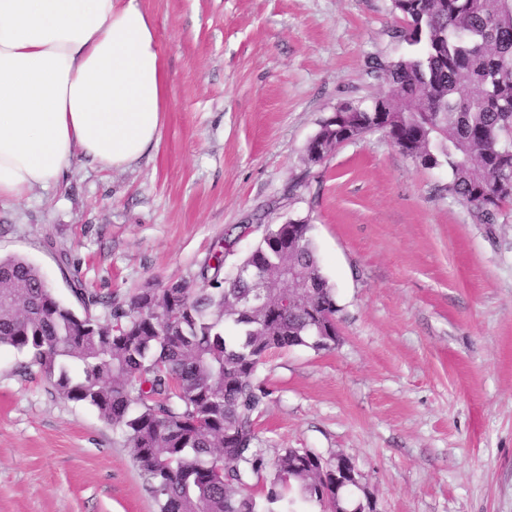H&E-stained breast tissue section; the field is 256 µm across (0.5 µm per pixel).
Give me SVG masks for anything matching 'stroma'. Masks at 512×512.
Wrapping results in <instances>:
<instances>
[{"mask_svg":"<svg viewBox=\"0 0 512 512\" xmlns=\"http://www.w3.org/2000/svg\"><path fill=\"white\" fill-rule=\"evenodd\" d=\"M138 2L169 77L157 149L1 202L0 256L80 313L73 280L122 299L307 219L339 337L260 368L265 454L347 455L377 512H512V203L478 223L447 167L380 132L304 160L339 105L385 92L372 61L408 53L392 0ZM24 361L0 348V512H158L124 435Z\"/></svg>","mask_w":512,"mask_h":512,"instance_id":"1","label":"stroma"}]
</instances>
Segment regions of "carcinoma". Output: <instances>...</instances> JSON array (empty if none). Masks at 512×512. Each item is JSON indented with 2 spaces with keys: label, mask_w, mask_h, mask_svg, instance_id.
Instances as JSON below:
<instances>
[{
  "label": "carcinoma",
  "mask_w": 512,
  "mask_h": 512,
  "mask_svg": "<svg viewBox=\"0 0 512 512\" xmlns=\"http://www.w3.org/2000/svg\"><path fill=\"white\" fill-rule=\"evenodd\" d=\"M412 50L379 68L388 94L336 110L314 134L327 151L382 131L425 168L446 165L448 192L481 224L512 199V0H392ZM307 220L269 224L225 265L229 240L178 288L150 284L127 299L91 297L105 317L79 315L44 287L39 268L0 257V347L25 354L64 399L94 407L126 436L160 512H291L298 493L321 512H367L353 484L311 467L315 452L260 448L271 391L258 372L277 351L336 345V291ZM262 267L277 318L241 312L255 292L238 265ZM290 267L317 279L301 293Z\"/></svg>",
  "instance_id": "carcinoma-1"
}]
</instances>
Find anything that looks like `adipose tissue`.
I'll list each match as a JSON object with an SVG mask.
<instances>
[{
    "label": "adipose tissue",
    "mask_w": 512,
    "mask_h": 512,
    "mask_svg": "<svg viewBox=\"0 0 512 512\" xmlns=\"http://www.w3.org/2000/svg\"><path fill=\"white\" fill-rule=\"evenodd\" d=\"M168 77L138 0H0V201L156 148Z\"/></svg>",
    "instance_id": "ef3b65f1"
}]
</instances>
